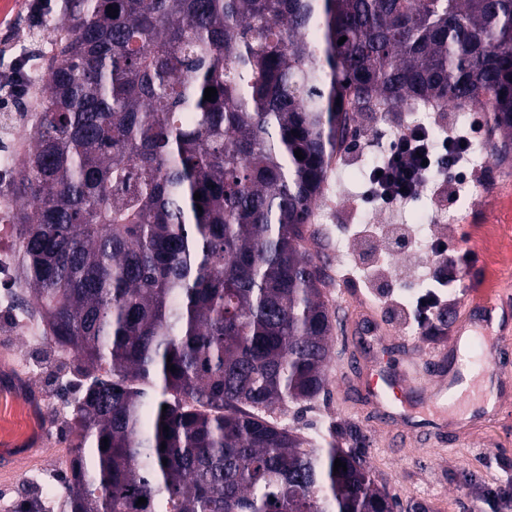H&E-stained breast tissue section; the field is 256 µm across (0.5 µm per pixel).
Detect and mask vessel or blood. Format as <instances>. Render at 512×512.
<instances>
[{"label": "vessel or blood", "instance_id": "1", "mask_svg": "<svg viewBox=\"0 0 512 512\" xmlns=\"http://www.w3.org/2000/svg\"><path fill=\"white\" fill-rule=\"evenodd\" d=\"M470 341L480 351L469 380L463 381L440 356L423 363L411 352L399 362H392L389 340L381 338L372 346L367 372L358 378L366 405L403 425L410 418L412 394L425 390V443L442 446L452 442V433L434 410L450 394L457 404L475 409L494 397L493 385L504 377L502 354L512 346V304H485L474 323ZM44 416L38 386L10 345L0 346V447L9 451L8 456L0 458L1 483L12 480L23 467L52 447L54 437L42 425Z\"/></svg>", "mask_w": 512, "mask_h": 512}]
</instances>
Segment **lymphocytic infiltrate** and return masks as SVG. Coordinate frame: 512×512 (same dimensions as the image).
<instances>
[{
    "mask_svg": "<svg viewBox=\"0 0 512 512\" xmlns=\"http://www.w3.org/2000/svg\"><path fill=\"white\" fill-rule=\"evenodd\" d=\"M472 141V131L457 125L446 113L434 116L432 126H424L406 119L399 120L384 146L379 173L371 177L364 192L366 199L379 204L390 215L389 223L376 228L375 239L363 242L366 250L410 248L413 232L408 225L394 222L395 212L408 204L423 186H432L436 207H444L456 198L465 182L453 174L465 154L464 147ZM438 259L434 280L439 289L457 282L458 261L440 246H433ZM438 289V291H439ZM438 291L424 294L418 305L420 323L433 320L443 306Z\"/></svg>",
    "mask_w": 512,
    "mask_h": 512,
    "instance_id": "f902f5d3",
    "label": "lymphocytic infiltrate"
}]
</instances>
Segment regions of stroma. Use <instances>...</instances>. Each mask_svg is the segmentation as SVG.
<instances>
[{"label":"stroma","mask_w":512,"mask_h":512,"mask_svg":"<svg viewBox=\"0 0 512 512\" xmlns=\"http://www.w3.org/2000/svg\"><path fill=\"white\" fill-rule=\"evenodd\" d=\"M52 54L43 25L32 24L28 15L15 17L10 27L0 26V68L24 57L28 73L35 78L46 69ZM470 159L475 182L450 209L435 213L433 192L424 187L397 215L400 223L410 225L419 245L441 240L468 252V262L459 269L460 284L448 296L452 311L486 292L495 281L500 256L486 246L481 231L495 220L501 208L512 203L492 189L495 170L502 162L496 140L483 135L473 143ZM379 160V154L361 147L336 164L328 176L323 199L311 218L316 236L306 246L325 264L328 275L325 296L334 326L329 384L326 394L307 403L288 404L275 411L273 418L313 448H325L333 442L348 448L356 439H363L377 485L400 499L425 503L430 512H512V495L492 506L483 503L484 490L512 482V400L505 401L504 413L469 421L459 443L428 447L419 430L394 427L391 418L368 412L358 399L353 379L370 355L356 351L346 320L366 287L349 276L347 269L355 226L385 220L378 207L361 202L366 176ZM388 265L391 274L381 282V291L393 292L411 309L426 287L422 259L412 248L390 258ZM373 317L380 332L415 343L420 353L448 346L442 336L443 325H436L434 335H426L411 312L401 319L390 305L382 304ZM2 342L9 343L24 368L34 372L52 431L59 433L63 445H75L73 419L61 416L56 409L60 403H75L89 383L79 373L74 358L59 353L49 340L22 337L18 307L0 299ZM68 471V463L45 455L18 483H0V512L25 497L45 502V484L62 482Z\"/></svg>","instance_id":"stroma-1"}]
</instances>
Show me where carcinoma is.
I'll return each instance as SVG.
<instances>
[{"instance_id": "obj_1", "label": "carcinoma", "mask_w": 512, "mask_h": 512, "mask_svg": "<svg viewBox=\"0 0 512 512\" xmlns=\"http://www.w3.org/2000/svg\"><path fill=\"white\" fill-rule=\"evenodd\" d=\"M58 28L11 221L56 345L111 374L64 512H428L270 413L329 383L305 242L349 110L482 104L508 154L512 0H66Z\"/></svg>"}]
</instances>
